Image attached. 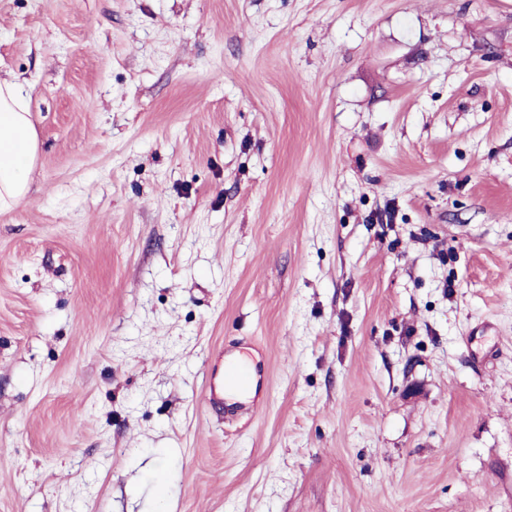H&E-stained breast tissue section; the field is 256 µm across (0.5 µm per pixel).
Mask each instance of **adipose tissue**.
Listing matches in <instances>:
<instances>
[{
  "label": "adipose tissue",
  "instance_id": "1",
  "mask_svg": "<svg viewBox=\"0 0 512 512\" xmlns=\"http://www.w3.org/2000/svg\"><path fill=\"white\" fill-rule=\"evenodd\" d=\"M38 151L24 85L0 79V211L27 197Z\"/></svg>",
  "mask_w": 512,
  "mask_h": 512
}]
</instances>
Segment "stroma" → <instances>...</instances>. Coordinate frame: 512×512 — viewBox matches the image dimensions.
Instances as JSON below:
<instances>
[{
    "label": "stroma",
    "mask_w": 512,
    "mask_h": 512,
    "mask_svg": "<svg viewBox=\"0 0 512 512\" xmlns=\"http://www.w3.org/2000/svg\"><path fill=\"white\" fill-rule=\"evenodd\" d=\"M7 76L0 512H512V0H0ZM38 151L25 86L0 79V211L27 197ZM252 391L247 387L239 389L234 386H224V374L218 375L212 382H209L205 389V401L212 409L224 404V396L231 400H242L247 398Z\"/></svg>",
    "instance_id": "35a3bbf8"
}]
</instances>
